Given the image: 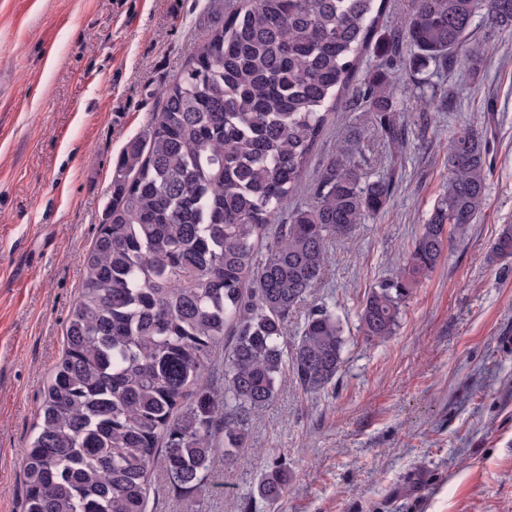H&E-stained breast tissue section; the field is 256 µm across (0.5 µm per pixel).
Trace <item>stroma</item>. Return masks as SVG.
Wrapping results in <instances>:
<instances>
[{"mask_svg":"<svg viewBox=\"0 0 512 512\" xmlns=\"http://www.w3.org/2000/svg\"><path fill=\"white\" fill-rule=\"evenodd\" d=\"M213 0H0V512H23L20 450L34 431L115 161L161 110V90L209 34ZM490 39V38H489ZM482 72L465 64L396 74L403 145L365 132L370 178L393 185L376 220L327 243L322 280L288 322L297 336L321 304L343 324V365L304 393L284 374L275 403L248 418L243 464L216 458L197 512H512V37L490 39ZM448 91L418 120L420 94ZM359 106L331 117L293 205ZM490 142L485 206L414 289L394 336L371 344L361 304L392 276L448 179L461 125ZM288 472L278 502L256 487Z\"/></svg>","mask_w":512,"mask_h":512,"instance_id":"obj_1","label":"stroma"}]
</instances>
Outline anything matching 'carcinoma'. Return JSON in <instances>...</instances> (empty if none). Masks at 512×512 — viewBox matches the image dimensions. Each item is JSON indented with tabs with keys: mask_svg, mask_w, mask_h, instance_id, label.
Segmentation results:
<instances>
[{
	"mask_svg": "<svg viewBox=\"0 0 512 512\" xmlns=\"http://www.w3.org/2000/svg\"><path fill=\"white\" fill-rule=\"evenodd\" d=\"M388 3L234 0L217 10L207 42L161 90L146 135L116 161L64 352L20 452L26 512H146L159 455L166 479L189 497L216 454L239 463L247 414L275 402L284 372L309 393L336 377L339 318L312 306L290 345L288 317L323 276L328 238L380 214L391 184L368 180L355 161L363 141L355 124L323 163L309 203L288 209L329 116L354 86L365 122L397 144L394 71L464 57L479 73L489 44H468L479 15L487 37L512 36V0H409L403 25L360 80ZM446 154L448 182L406 263L361 304L370 343L395 334L452 231L480 216L485 135L461 126ZM493 250L512 257L511 225ZM219 360L223 390L207 380ZM226 392L243 412L223 410ZM287 484L278 468L257 493L277 501Z\"/></svg>",
	"mask_w": 512,
	"mask_h": 512,
	"instance_id": "cac0c4a2",
	"label": "carcinoma"
}]
</instances>
